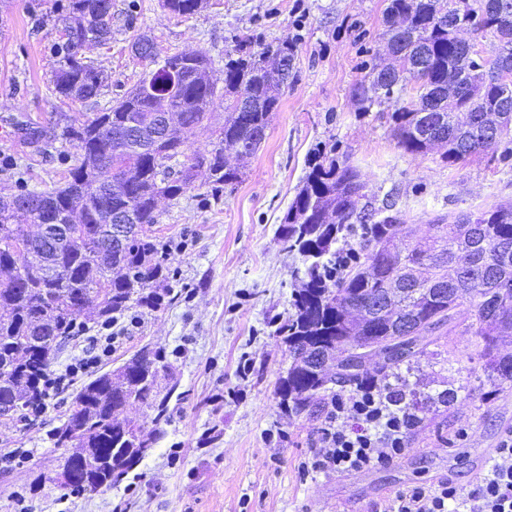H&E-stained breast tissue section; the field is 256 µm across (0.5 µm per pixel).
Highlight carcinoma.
<instances>
[{
    "mask_svg": "<svg viewBox=\"0 0 512 512\" xmlns=\"http://www.w3.org/2000/svg\"><path fill=\"white\" fill-rule=\"evenodd\" d=\"M179 16L195 14L203 0H162ZM484 0H389L387 17L393 56L404 65L376 67L372 79L379 102L395 106L390 120L400 147L409 153L446 147L443 161L454 165L481 153L488 110L507 106L498 126L499 161L512 160V83L498 72L512 70V0L505 11L483 9ZM57 22L63 43L52 45L57 68L53 94L64 103L100 97L103 69L86 60V42L112 38V0H59ZM499 41L492 60L477 59L440 15ZM132 50L155 58L152 38L139 36ZM289 38L224 63V78L209 75L208 60L187 48L166 56L158 67L115 104L87 118H74L61 137L75 148V163L64 186L51 191L23 189L0 200V266L16 274L0 280V402L19 401L20 417L44 410L45 381L53 375L61 346L84 309L108 321L131 304L154 310L165 295L150 283L165 277L167 244L148 234L157 223L160 197L176 200L192 189L194 172H207L211 195L240 179L224 160L230 148L255 153L266 139L282 98L280 61L293 59ZM224 81V104L246 97L250 106L231 113L216 131L213 148L179 161L186 135L205 126ZM415 95L403 101L408 83ZM165 116L162 124L154 121ZM123 220L124 239L113 229ZM29 223L49 230L24 233ZM405 223L396 203L376 207L354 166L316 156L303 185L282 218L284 248L302 258L301 286L294 313L275 324L274 334L293 355L277 392L282 409L301 414L331 386H357L373 356L400 377L401 366L419 353V338L454 330L455 309L467 297L475 309L473 334L492 373L512 381V356L493 353L497 337L512 329V207L439 215L436 235L425 250L395 241ZM358 239L355 260L336 267L339 240ZM336 373L326 372L335 353ZM167 367L162 347H144L115 370L81 386L66 421L53 429L57 448H77L67 461L89 453L81 478L87 487L63 485L68 496L90 497L120 484L146 455L152 442L139 428L117 419L118 411L140 402L152 411L156 434L169 421L170 394L156 380Z\"/></svg>",
    "mask_w": 512,
    "mask_h": 512,
    "instance_id": "cac0c4a2",
    "label": "carcinoma"
}]
</instances>
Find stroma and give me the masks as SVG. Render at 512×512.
Masks as SVG:
<instances>
[{
	"label": "stroma",
	"instance_id": "35a3bbf8",
	"mask_svg": "<svg viewBox=\"0 0 512 512\" xmlns=\"http://www.w3.org/2000/svg\"><path fill=\"white\" fill-rule=\"evenodd\" d=\"M128 2L114 0L111 40L85 51L109 76L94 104H64L52 93L56 0L0 5V196L64 184L71 149L53 133L66 120L111 106L153 70L132 52L139 35L154 40L158 56L192 48L219 69L240 47L259 52L290 37L293 74L265 141L241 161L238 182L215 198L200 173L191 192L158 201L150 232L170 245L165 286L173 300L152 311L128 309L99 369H116L146 346L165 348L171 369L159 383L179 396L169 402L161 438L125 483L91 498L63 495L52 477L69 451L54 447L50 433L92 378L73 376L39 417L0 421V448L26 456L23 466L0 468V512H383L394 492L417 481L450 476L472 489L500 433L512 428V381L485 371L467 301L451 336L436 344L420 337L422 353L402 372L406 401L421 417L404 457L387 469L301 477L329 401L297 417L279 407L277 384L292 359L273 323L292 312L302 263L277 229L318 152L347 158L374 205L395 200L406 218L398 241L413 246L434 235V215L512 205V163L489 151L452 166L437 149L405 152L392 131L391 106L359 101L355 89L371 83L372 65L390 60L388 0H205L188 17L161 0H136L132 13ZM22 122L52 146L31 143ZM244 361L251 365L245 374ZM445 389L455 390L454 401L435 402ZM460 431L465 440H457Z\"/></svg>",
	"mask_w": 512,
	"mask_h": 512
}]
</instances>
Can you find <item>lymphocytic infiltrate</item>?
<instances>
[{"label":"lymphocytic infiltrate","instance_id":"lymphocytic-infiltrate-1","mask_svg":"<svg viewBox=\"0 0 512 512\" xmlns=\"http://www.w3.org/2000/svg\"><path fill=\"white\" fill-rule=\"evenodd\" d=\"M420 417L402 392L366 380L332 398L318 430L319 447L301 464L313 472H362L387 468L405 453ZM512 512V430L496 446L491 467L469 491L454 479L420 483L395 493L384 512Z\"/></svg>","mask_w":512,"mask_h":512}]
</instances>
